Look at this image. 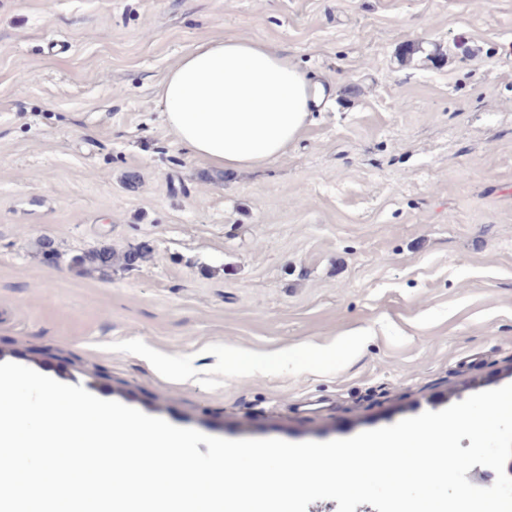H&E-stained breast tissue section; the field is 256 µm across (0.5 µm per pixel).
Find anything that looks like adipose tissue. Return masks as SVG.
Returning a JSON list of instances; mask_svg holds the SVG:
<instances>
[{
    "instance_id": "adipose-tissue-1",
    "label": "adipose tissue",
    "mask_w": 512,
    "mask_h": 512,
    "mask_svg": "<svg viewBox=\"0 0 512 512\" xmlns=\"http://www.w3.org/2000/svg\"><path fill=\"white\" fill-rule=\"evenodd\" d=\"M159 96L169 130L190 155L238 170L287 155L319 93L267 42L217 34L181 55Z\"/></svg>"
}]
</instances>
